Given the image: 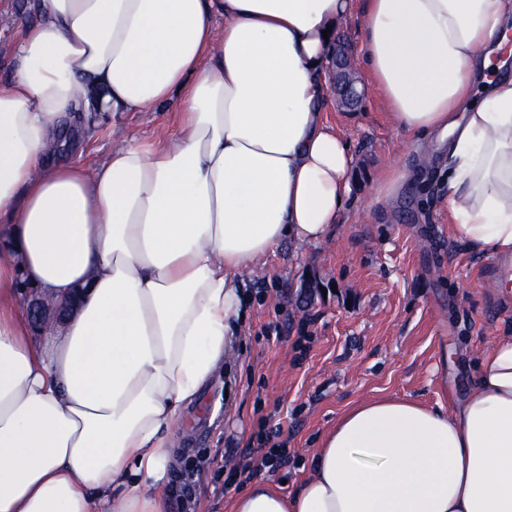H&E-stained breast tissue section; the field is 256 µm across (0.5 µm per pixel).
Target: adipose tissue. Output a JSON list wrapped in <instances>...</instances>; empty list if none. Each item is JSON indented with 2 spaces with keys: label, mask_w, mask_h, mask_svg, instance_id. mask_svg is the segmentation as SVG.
Wrapping results in <instances>:
<instances>
[{
  "label": "adipose tissue",
  "mask_w": 512,
  "mask_h": 512,
  "mask_svg": "<svg viewBox=\"0 0 512 512\" xmlns=\"http://www.w3.org/2000/svg\"><path fill=\"white\" fill-rule=\"evenodd\" d=\"M355 0H36L0 84V512H169L181 408L224 359L240 272L324 241L351 152L323 119ZM363 63L392 120L448 142V210L512 260V33L506 0H364ZM180 98L181 133L128 140L93 172L55 163L74 115ZM25 281L60 301L42 339ZM450 410H346L290 493L256 480L227 512H512V336Z\"/></svg>",
  "instance_id": "1"
}]
</instances>
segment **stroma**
Segmentation results:
<instances>
[{
    "label": "stroma",
    "mask_w": 512,
    "mask_h": 512,
    "mask_svg": "<svg viewBox=\"0 0 512 512\" xmlns=\"http://www.w3.org/2000/svg\"><path fill=\"white\" fill-rule=\"evenodd\" d=\"M34 4L0 0V83L37 19ZM355 75L358 106L331 100L324 113L350 145L349 209L322 243H283L265 266L242 274L243 316L229 352L171 434L175 462L163 485L200 467L195 512H226L249 483L242 475L225 488L227 451L264 437L286 448L287 463L256 477L291 491L349 406L376 397L447 404L449 389L466 390L477 355L512 334V293L483 279L492 255L472 251L451 227L437 166L444 147L397 127L364 69ZM83 129L80 147L59 158L90 172L125 139L157 145L176 136L178 103L101 112ZM388 168L406 179L387 200L376 177Z\"/></svg>",
    "instance_id": "35a3bbf8"
}]
</instances>
